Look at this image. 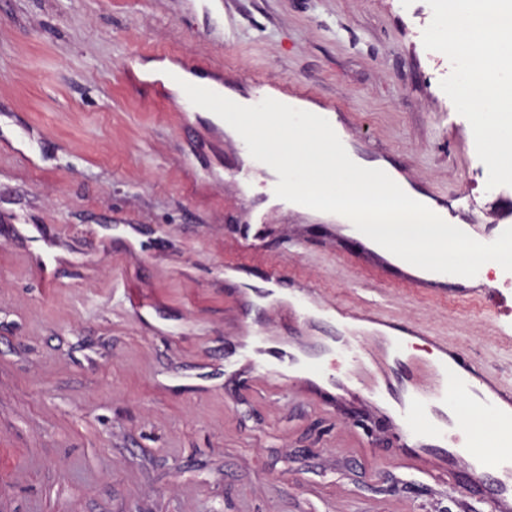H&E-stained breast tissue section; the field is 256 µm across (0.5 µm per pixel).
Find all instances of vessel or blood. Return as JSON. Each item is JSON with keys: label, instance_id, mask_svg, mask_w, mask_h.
I'll use <instances>...</instances> for the list:
<instances>
[{"label": "vessel or blood", "instance_id": "1", "mask_svg": "<svg viewBox=\"0 0 512 512\" xmlns=\"http://www.w3.org/2000/svg\"><path fill=\"white\" fill-rule=\"evenodd\" d=\"M356 246L361 256L375 259L378 268L418 288L442 287L408 273L406 266L374 251L368 238ZM313 291L299 288L289 305L276 316L292 330L288 336H250L242 355L227 362L224 373L237 379L263 370L278 388L313 394L318 380L331 386L335 404L356 400L379 416L402 447L413 449L421 473L448 477L477 497L487 512H512V459H501L495 469L479 467L483 447L470 434L474 417L491 420L507 445L512 446V384L477 371L459 351L433 338L435 359L410 351L422 335L419 327H395L381 316H364L343 306L326 309L328 317L361 323L360 331L336 338V356L318 359L322 346L305 334L300 313L312 303Z\"/></svg>", "mask_w": 512, "mask_h": 512}]
</instances>
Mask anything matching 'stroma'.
I'll list each match as a JSON object with an SVG mask.
<instances>
[{
	"mask_svg": "<svg viewBox=\"0 0 512 512\" xmlns=\"http://www.w3.org/2000/svg\"><path fill=\"white\" fill-rule=\"evenodd\" d=\"M426 0H0V512H482L361 406L286 398L224 356L263 265L323 304L376 306L512 382V286L375 278L334 222L232 172L238 143L143 66L170 60L251 98V79L347 112L353 153L499 236L469 122L422 42ZM266 210L260 255L240 227ZM138 288L133 311L115 295Z\"/></svg>",
	"mask_w": 512,
	"mask_h": 512,
	"instance_id": "35a3bbf8",
	"label": "stroma"
}]
</instances>
